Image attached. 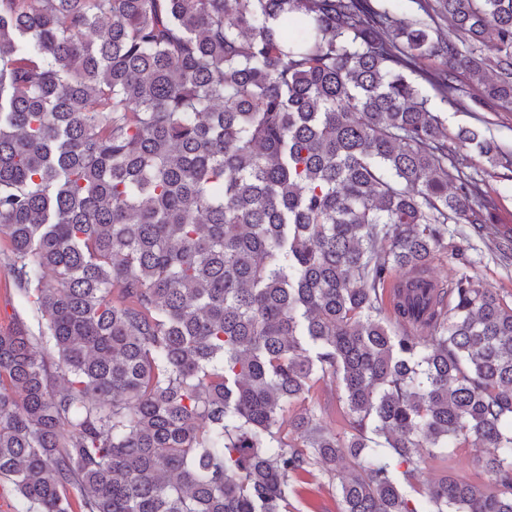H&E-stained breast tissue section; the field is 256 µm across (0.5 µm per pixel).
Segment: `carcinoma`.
I'll return each mask as SVG.
<instances>
[{
  "instance_id": "1",
  "label": "carcinoma",
  "mask_w": 512,
  "mask_h": 512,
  "mask_svg": "<svg viewBox=\"0 0 512 512\" xmlns=\"http://www.w3.org/2000/svg\"><path fill=\"white\" fill-rule=\"evenodd\" d=\"M434 2L0 0L25 512H297L324 479L339 512H512V298L428 276L495 213L449 143L512 157L421 92L512 105V0Z\"/></svg>"
}]
</instances>
